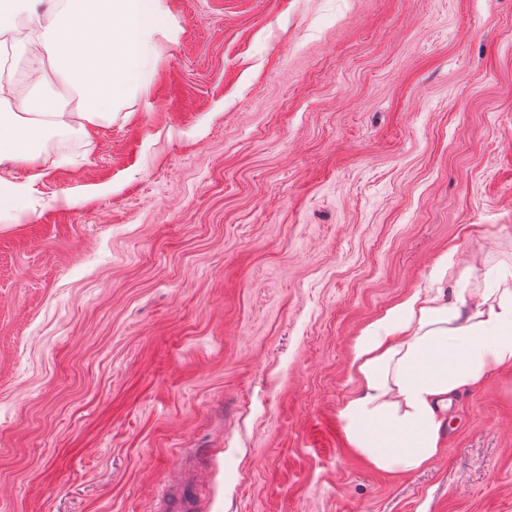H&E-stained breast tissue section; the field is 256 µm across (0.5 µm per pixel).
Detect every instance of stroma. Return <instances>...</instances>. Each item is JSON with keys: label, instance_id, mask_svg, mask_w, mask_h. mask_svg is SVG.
Here are the masks:
<instances>
[{"label": "stroma", "instance_id": "obj_1", "mask_svg": "<svg viewBox=\"0 0 512 512\" xmlns=\"http://www.w3.org/2000/svg\"><path fill=\"white\" fill-rule=\"evenodd\" d=\"M111 124L0 167V512H512V368L377 470L356 337L512 271V0H167ZM64 155L65 165H51ZM197 483L184 480L161 489L157 512H195L197 511Z\"/></svg>", "mask_w": 512, "mask_h": 512}]
</instances>
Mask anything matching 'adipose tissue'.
<instances>
[{
    "label": "adipose tissue",
    "instance_id": "obj_1",
    "mask_svg": "<svg viewBox=\"0 0 512 512\" xmlns=\"http://www.w3.org/2000/svg\"><path fill=\"white\" fill-rule=\"evenodd\" d=\"M0 0V48L11 47L33 92L0 78V165L40 157L45 135L111 123L151 78L160 39H174L165 0ZM512 367V279L468 303L444 291L413 295L357 336L354 395L338 410L348 441L379 470L436 460L453 397Z\"/></svg>",
    "mask_w": 512,
    "mask_h": 512
}]
</instances>
